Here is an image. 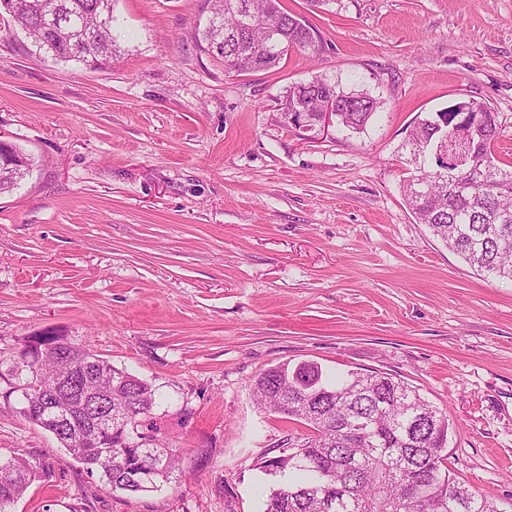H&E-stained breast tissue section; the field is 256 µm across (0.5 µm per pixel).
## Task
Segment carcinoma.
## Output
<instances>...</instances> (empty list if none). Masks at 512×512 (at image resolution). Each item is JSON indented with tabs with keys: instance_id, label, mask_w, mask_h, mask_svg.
Wrapping results in <instances>:
<instances>
[{
	"instance_id": "cac0c4a2",
	"label": "carcinoma",
	"mask_w": 512,
	"mask_h": 512,
	"mask_svg": "<svg viewBox=\"0 0 512 512\" xmlns=\"http://www.w3.org/2000/svg\"><path fill=\"white\" fill-rule=\"evenodd\" d=\"M11 2L13 21L55 60L105 64L117 51L114 0ZM211 14L220 28L206 26L204 50L221 42L216 57L227 71L274 69L291 51L315 58L323 45L318 29L281 0H211ZM330 100L336 123L354 133L383 107L367 91L317 75L285 91L278 102L283 125L291 126V115L316 124ZM500 126L485 102L459 100L418 119L398 156L411 168L402 193L418 223L474 270L512 283V163L497 152ZM52 343L59 352L40 351ZM21 356L25 363L9 365L6 396L17 395L21 413L112 492L160 491L177 480V452L158 438L148 447L139 441L140 429L159 431L156 385L53 333L29 337ZM76 365L92 389L112 395V419L77 403L63 422L46 405L50 394L64 396L57 377ZM253 394L261 408L307 429L263 461L264 471L289 474L270 488L264 512H499L449 467L448 415L390 373L349 371L331 379L314 362L287 361L259 373ZM34 477L25 460L0 456V512H11Z\"/></svg>"
}]
</instances>
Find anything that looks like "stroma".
Instances as JSON below:
<instances>
[{
    "label": "stroma",
    "instance_id": "1",
    "mask_svg": "<svg viewBox=\"0 0 512 512\" xmlns=\"http://www.w3.org/2000/svg\"><path fill=\"white\" fill-rule=\"evenodd\" d=\"M316 59L228 73L195 35L208 0H115L118 50L41 59L0 17V138L36 165L0 194V361L55 332L159 386L176 484L114 493L4 399L0 454L37 477L13 512H263L260 467L291 424L259 408L280 362L388 372L454 424L451 467L512 507V284L417 223L397 148L463 99L512 159V0H282ZM325 74L381 98L366 131L286 129L288 85Z\"/></svg>",
    "mask_w": 512,
    "mask_h": 512
}]
</instances>
